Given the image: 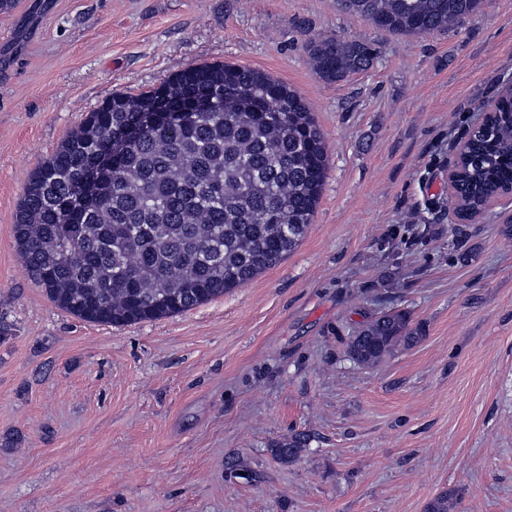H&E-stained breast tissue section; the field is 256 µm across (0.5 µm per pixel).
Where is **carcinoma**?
<instances>
[{"mask_svg": "<svg viewBox=\"0 0 512 512\" xmlns=\"http://www.w3.org/2000/svg\"><path fill=\"white\" fill-rule=\"evenodd\" d=\"M391 35H425L482 11L486 0H338ZM313 68L337 81L366 70L378 48L313 38ZM212 101L207 110L194 100ZM269 100L276 121L248 107ZM182 103L184 115L137 128V113ZM491 125L472 129L457 197L480 209L512 186V97ZM108 175L83 186L101 164ZM327 170L326 143L304 99L249 67H188L144 94L117 92L29 176L13 237L31 278L65 312L128 325L173 316L240 288L291 254L312 224ZM416 339L402 311L371 319L348 342L374 366ZM310 442L294 433L270 448L295 461ZM444 491L425 512H450Z\"/></svg>", "mask_w": 512, "mask_h": 512, "instance_id": "carcinoma-1", "label": "carcinoma"}]
</instances>
